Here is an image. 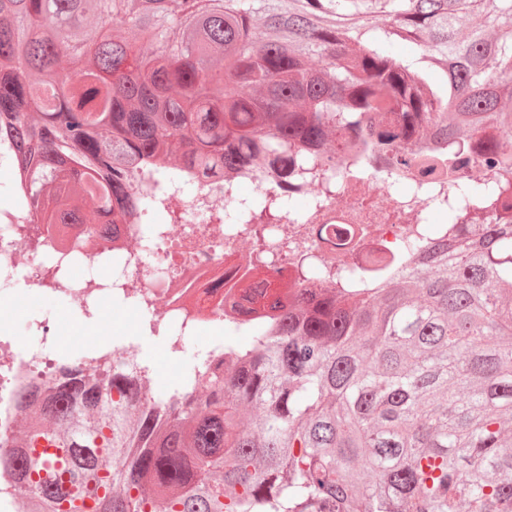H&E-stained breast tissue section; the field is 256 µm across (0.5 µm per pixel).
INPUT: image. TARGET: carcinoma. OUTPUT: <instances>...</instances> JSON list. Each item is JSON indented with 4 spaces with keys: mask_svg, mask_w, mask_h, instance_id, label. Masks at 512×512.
<instances>
[{
    "mask_svg": "<svg viewBox=\"0 0 512 512\" xmlns=\"http://www.w3.org/2000/svg\"><path fill=\"white\" fill-rule=\"evenodd\" d=\"M19 0L0 8V125L43 224L149 206L224 160L297 170L336 139L410 155L439 136L448 242L282 308L211 392L161 398L130 365L23 403L30 512H512V0ZM50 87L46 105L35 89ZM243 198L230 220L260 207Z\"/></svg>",
    "mask_w": 512,
    "mask_h": 512,
    "instance_id": "1",
    "label": "carcinoma"
}]
</instances>
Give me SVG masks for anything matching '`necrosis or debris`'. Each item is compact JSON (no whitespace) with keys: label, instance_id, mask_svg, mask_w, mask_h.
I'll list each match as a JSON object with an SVG mask.
<instances>
[{"label":"necrosis or debris","instance_id":"obj_1","mask_svg":"<svg viewBox=\"0 0 512 512\" xmlns=\"http://www.w3.org/2000/svg\"><path fill=\"white\" fill-rule=\"evenodd\" d=\"M359 162L368 163L372 184L323 195L326 180ZM417 183L395 155L341 148L335 161L312 160L298 184L239 163L223 178L184 172L179 186L162 192L137 170L129 190L154 198L162 223L85 224L62 236L57 225L36 223L22 203L28 180H15V206L0 208V306L61 293L98 333L46 318L28 321L19 333L0 329V445L19 440L23 397L63 376L60 343L78 353L93 381L97 366L138 363L136 340L146 332L165 342L181 382L189 344L206 328L214 336L199 351L220 374L234 359L224 350L225 336L247 334L294 301L303 269L331 271L337 283L354 273L386 275L413 239L447 230L431 222ZM245 185L258 196L306 200L303 219L226 223Z\"/></svg>","mask_w":512,"mask_h":512}]
</instances>
